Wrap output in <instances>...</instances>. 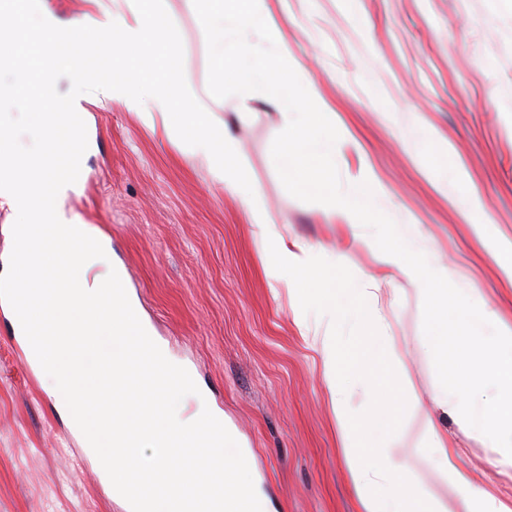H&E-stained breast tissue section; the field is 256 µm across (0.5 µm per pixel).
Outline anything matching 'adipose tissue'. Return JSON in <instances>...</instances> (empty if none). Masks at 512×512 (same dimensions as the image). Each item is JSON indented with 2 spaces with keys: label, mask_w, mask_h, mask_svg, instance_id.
Returning a JSON list of instances; mask_svg holds the SVG:
<instances>
[{
  "label": "adipose tissue",
  "mask_w": 512,
  "mask_h": 512,
  "mask_svg": "<svg viewBox=\"0 0 512 512\" xmlns=\"http://www.w3.org/2000/svg\"><path fill=\"white\" fill-rule=\"evenodd\" d=\"M420 442L426 459L437 474L459 489L465 499L467 512H512L511 508L489 494L479 478L461 464L449 449L447 436L432 419H425Z\"/></svg>",
  "instance_id": "1"
}]
</instances>
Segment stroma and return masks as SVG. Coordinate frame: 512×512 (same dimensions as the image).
Wrapping results in <instances>:
<instances>
[{"instance_id": "35a3bbf8", "label": "stroma", "mask_w": 512, "mask_h": 512, "mask_svg": "<svg viewBox=\"0 0 512 512\" xmlns=\"http://www.w3.org/2000/svg\"><path fill=\"white\" fill-rule=\"evenodd\" d=\"M184 37V73L208 81L207 45L193 0H164ZM274 36L318 87L344 134L336 149L343 187L372 177L375 205L398 224H416L420 246L512 325V0H265ZM93 149L83 155L79 191L67 209L105 230L112 259L144 319L187 364L210 409L252 453L275 512H358L341 455L335 414L308 337L324 336L326 316L297 325L298 297L269 276L260 244L237 198L204 162L154 134L128 109L86 104ZM240 125V159L288 242L345 252L354 276L375 273L385 291L387 333L418 402L396 434L413 473L465 512L459 491L434 477L418 450L420 423L437 380L424 348L423 293L401 282L388 294L390 267L370 230H344L322 205L284 188L271 156L281 130L276 108L251 104ZM422 126L448 145L455 167L440 190L424 158L407 145ZM12 313L0 303V512H107L87 456L45 391L10 345ZM448 436L488 490L512 506V468L492 466L482 437Z\"/></svg>"}]
</instances>
